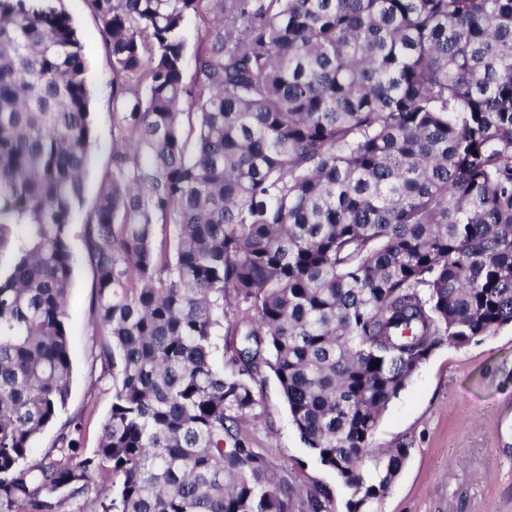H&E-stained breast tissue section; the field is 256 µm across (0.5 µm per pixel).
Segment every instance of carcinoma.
Returning <instances> with one entry per match:
<instances>
[{
  "instance_id": "cac0c4a2",
  "label": "carcinoma",
  "mask_w": 512,
  "mask_h": 512,
  "mask_svg": "<svg viewBox=\"0 0 512 512\" xmlns=\"http://www.w3.org/2000/svg\"><path fill=\"white\" fill-rule=\"evenodd\" d=\"M87 2L121 134L81 255L112 403L84 452L61 419L84 44L61 0H0V512H336L244 431L268 371L372 512L411 451L376 446L388 405L512 324V0ZM192 15L216 23L188 85Z\"/></svg>"
}]
</instances>
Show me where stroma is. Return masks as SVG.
I'll use <instances>...</instances> for the list:
<instances>
[{
  "mask_svg": "<svg viewBox=\"0 0 512 512\" xmlns=\"http://www.w3.org/2000/svg\"><path fill=\"white\" fill-rule=\"evenodd\" d=\"M62 5L85 47L96 134L90 174L71 230V249L79 255L80 219L94 206L110 163V60L100 22L86 0H62ZM93 288L91 269L77 263L68 298L73 376L67 411L83 414L89 451L98 445L112 402L111 381L96 382L91 364ZM255 394L262 418L250 430L272 467L299 473L300 490L329 486L338 512H343L346 489L300 439L273 374L256 385ZM376 442L384 448L404 443L411 452L374 512H512V325L463 349L438 347L388 406Z\"/></svg>",
  "mask_w": 512,
  "mask_h": 512,
  "instance_id": "35a3bbf8",
  "label": "stroma"
}]
</instances>
